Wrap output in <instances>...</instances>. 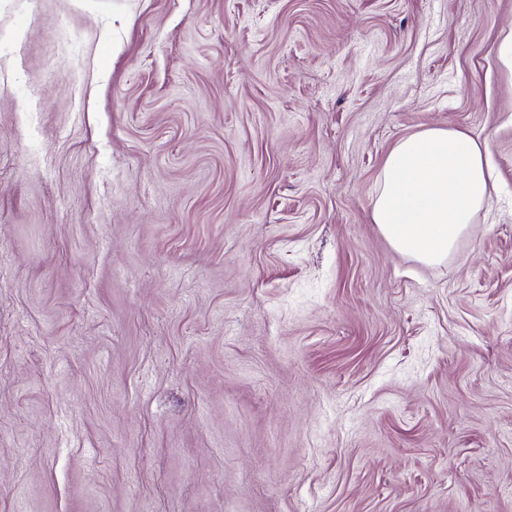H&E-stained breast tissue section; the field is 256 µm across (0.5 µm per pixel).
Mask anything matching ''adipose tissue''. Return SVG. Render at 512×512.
<instances>
[{
    "label": "adipose tissue",
    "mask_w": 512,
    "mask_h": 512,
    "mask_svg": "<svg viewBox=\"0 0 512 512\" xmlns=\"http://www.w3.org/2000/svg\"><path fill=\"white\" fill-rule=\"evenodd\" d=\"M489 161L469 134L428 127L401 139L379 175L372 220L398 252L446 261L491 195Z\"/></svg>",
    "instance_id": "ef3b65f1"
}]
</instances>
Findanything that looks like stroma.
Here are the masks:
<instances>
[{
  "mask_svg": "<svg viewBox=\"0 0 512 512\" xmlns=\"http://www.w3.org/2000/svg\"><path fill=\"white\" fill-rule=\"evenodd\" d=\"M512 0H0V512H512ZM452 126L448 260L372 222ZM378 182L373 223L396 251L425 265L448 259L493 188L486 149L441 126L398 141Z\"/></svg>",
  "mask_w": 512,
  "mask_h": 512,
  "instance_id": "stroma-1",
  "label": "stroma"
}]
</instances>
